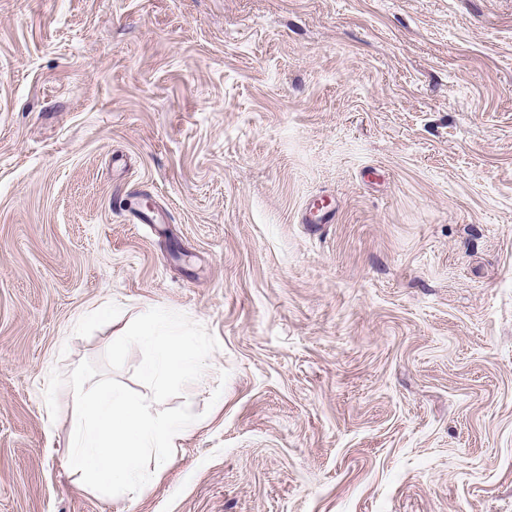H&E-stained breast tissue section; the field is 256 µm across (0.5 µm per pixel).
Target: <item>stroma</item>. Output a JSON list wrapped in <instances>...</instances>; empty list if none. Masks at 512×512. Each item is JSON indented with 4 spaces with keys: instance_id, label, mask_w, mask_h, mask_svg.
Returning <instances> with one entry per match:
<instances>
[{
    "instance_id": "35a3bbf8",
    "label": "stroma",
    "mask_w": 512,
    "mask_h": 512,
    "mask_svg": "<svg viewBox=\"0 0 512 512\" xmlns=\"http://www.w3.org/2000/svg\"><path fill=\"white\" fill-rule=\"evenodd\" d=\"M154 307L199 419L101 496L48 377ZM0 512H512V0H0Z\"/></svg>"
}]
</instances>
